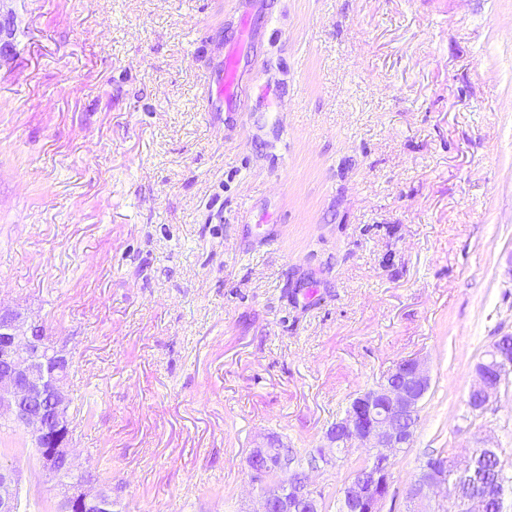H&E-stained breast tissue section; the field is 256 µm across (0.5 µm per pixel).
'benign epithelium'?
<instances>
[{
	"label": "benign epithelium",
	"mask_w": 512,
	"mask_h": 512,
	"mask_svg": "<svg viewBox=\"0 0 512 512\" xmlns=\"http://www.w3.org/2000/svg\"><path fill=\"white\" fill-rule=\"evenodd\" d=\"M511 333L499 336L475 367L478 383L469 396L473 410L483 411L512 374V352L507 344ZM34 350L51 353L52 361L43 363L28 357ZM73 366L66 345L51 336L44 320L21 307L0 306V418L6 417L29 436L37 448L36 463L45 483L60 481L63 470L74 479L63 485L60 512H111V489L97 476L76 464L75 427L69 376ZM431 379L424 361L410 358L400 362L392 375L382 379L375 389L353 398L348 411L336 421V431L326 435L328 447L341 448L356 442L372 448L368 461L379 464L378 480H356L344 494L353 512H382L390 490V470L394 452L411 444L413 432L405 426L413 418L430 389ZM278 439L269 436L258 443L248 456L255 483L268 487L258 493V512H288L294 502L271 489L276 478L288 471V462L273 448ZM483 449L476 448L458 465L459 476L474 478V465ZM451 489L458 506H477L474 512H486V499L477 493L464 494L462 485L448 486V476L439 467L426 470L412 482L406 499L432 512L440 501H432L439 489ZM288 492L313 506L320 502V491L307 478L288 480ZM23 500L18 472L13 464L0 461V512H21Z\"/></svg>",
	"instance_id": "obj_1"
}]
</instances>
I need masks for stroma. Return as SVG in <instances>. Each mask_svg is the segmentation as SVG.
Instances as JSON below:
<instances>
[{"label":"stroma","instance_id":"1","mask_svg":"<svg viewBox=\"0 0 512 512\" xmlns=\"http://www.w3.org/2000/svg\"><path fill=\"white\" fill-rule=\"evenodd\" d=\"M0 304L72 351L75 448L122 512H257L256 443L307 459L413 357L383 512L443 449L512 476V384L467 404L512 333V0H0ZM1 454L59 512L23 431ZM367 457L311 478L340 499ZM240 41L241 38L231 44L224 58V68L213 82V99L212 104L220 108L224 106V100L230 101L237 94L235 84V73L240 58Z\"/></svg>","mask_w":512,"mask_h":512}]
</instances>
